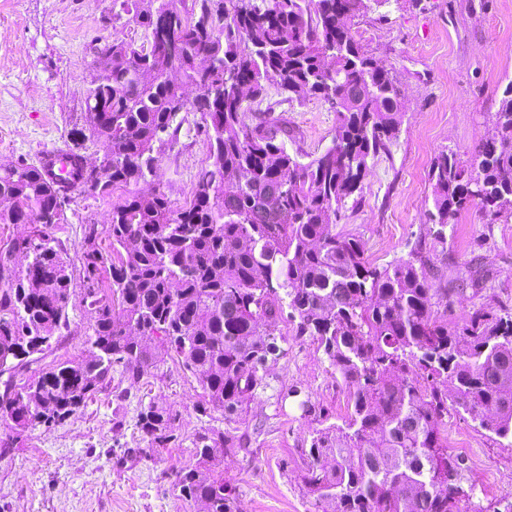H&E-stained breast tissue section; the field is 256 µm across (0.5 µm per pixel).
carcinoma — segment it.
I'll return each instance as SVG.
<instances>
[{"instance_id": "1", "label": "carcinoma", "mask_w": 512, "mask_h": 512, "mask_svg": "<svg viewBox=\"0 0 512 512\" xmlns=\"http://www.w3.org/2000/svg\"><path fill=\"white\" fill-rule=\"evenodd\" d=\"M390 2L193 0L188 9L183 0H123L145 41L97 47L111 70L87 89L84 125L68 148L73 179L0 163V200L18 204L0 212V224H29L33 235L14 242L25 265L0 257V376L8 375L1 421L17 431L60 424L114 367L136 382L163 355L197 377L200 412L233 414L279 351L286 300L348 392L346 419L316 430L305 451L302 482L316 512H464L466 466L448 454L441 426L451 401L512 443V312L481 307L450 326L436 310L448 289L432 287L422 249L379 268L357 240L335 232L348 200L361 197L370 163L400 133V86L352 29ZM271 78L288 101L314 96L336 113L331 146L307 162L279 140L289 136L287 121L245 120L244 103L262 104ZM188 85L199 91L197 130L209 144L192 199L176 208L158 189L130 192L102 228L88 225V355L15 389L16 374L69 324L67 251L48 229L71 188L106 197L144 180L158 163L155 144L177 137ZM100 142L102 164L84 163L87 144ZM429 176L437 238L473 204L493 220L512 218V80L469 162L443 151ZM140 430L148 444H165L175 417L150 404ZM232 449L229 436L204 435L197 465L176 473L198 512H236L223 469Z\"/></svg>"}]
</instances>
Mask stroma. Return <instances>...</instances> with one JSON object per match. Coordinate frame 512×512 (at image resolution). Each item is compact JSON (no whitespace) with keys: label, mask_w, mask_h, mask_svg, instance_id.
Masks as SVG:
<instances>
[{"label":"stroma","mask_w":512,"mask_h":512,"mask_svg":"<svg viewBox=\"0 0 512 512\" xmlns=\"http://www.w3.org/2000/svg\"><path fill=\"white\" fill-rule=\"evenodd\" d=\"M353 30L400 82L403 121L389 154L374 160L361 203L346 211L337 233L359 240L364 259L379 267L423 245L433 287L450 291L449 323L463 322L483 305L512 308V219L492 223L473 207L441 241L427 221L435 157L450 150L469 160L512 81V0H391L384 10L355 19ZM143 37L122 0H0V162L32 164L41 151L66 146L84 122L95 47ZM265 103L294 132L289 152L314 156L331 145L336 114L324 101L288 102L272 83ZM200 118L179 113L177 137L163 146L147 182L177 207L191 200L196 175L208 163V142L196 130ZM111 209V199L77 194L50 227L71 264L69 325L27 375L86 356L85 227L105 224ZM474 263L481 269L478 285L458 291L459 276ZM276 337L277 359L261 370L248 406L231 416L199 412L196 377L166 355L137 382L113 369L110 385L62 424L17 434L0 422V512H197L175 488L174 473L196 466L201 435L225 431L235 450L224 458V475L236 487L239 512H314L300 479L301 451L310 445L319 414L334 423L346 416L347 390L317 341L299 334L295 319L283 317ZM304 400L313 411L302 410ZM151 403L176 417L174 440L154 450L138 424ZM443 436L449 454L467 466L472 492L466 512H512V446L453 409Z\"/></svg>","instance_id":"35a3bbf8"}]
</instances>
